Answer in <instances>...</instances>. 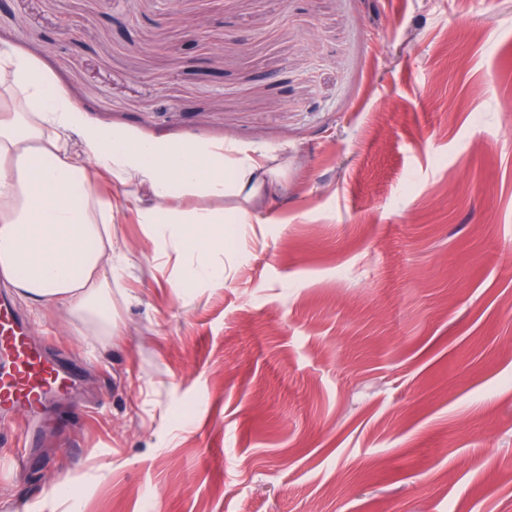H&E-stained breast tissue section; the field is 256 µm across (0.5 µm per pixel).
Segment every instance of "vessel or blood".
<instances>
[{"label": "vessel or blood", "mask_w": 512, "mask_h": 512, "mask_svg": "<svg viewBox=\"0 0 512 512\" xmlns=\"http://www.w3.org/2000/svg\"><path fill=\"white\" fill-rule=\"evenodd\" d=\"M0 356L5 359L0 369V406L19 413L18 418L0 422V429L15 434L9 456L0 460V467L12 469L27 460L29 411L44 406L69 377L31 343L25 323L6 301L0 303Z\"/></svg>", "instance_id": "1"}]
</instances>
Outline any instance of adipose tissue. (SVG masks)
<instances>
[{"label":"adipose tissue","instance_id":"ef3b65f1","mask_svg":"<svg viewBox=\"0 0 512 512\" xmlns=\"http://www.w3.org/2000/svg\"><path fill=\"white\" fill-rule=\"evenodd\" d=\"M0 76L23 104L0 113V283L29 303L62 307L99 333H112V277L123 264L112 225L121 188H146L139 223L183 251L179 287L224 280L209 262L224 248V214L184 210L188 195L225 191L263 205L275 184L248 148L176 144L105 132L86 123L68 90L37 61L0 50Z\"/></svg>","mask_w":512,"mask_h":512}]
</instances>
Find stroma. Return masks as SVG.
<instances>
[{
    "mask_svg": "<svg viewBox=\"0 0 512 512\" xmlns=\"http://www.w3.org/2000/svg\"><path fill=\"white\" fill-rule=\"evenodd\" d=\"M0 48L279 184L191 199L229 240L194 288L127 188L111 336L12 295L78 389L0 512H512V0H10Z\"/></svg>",
    "mask_w": 512,
    "mask_h": 512,
    "instance_id": "1",
    "label": "stroma"
}]
</instances>
